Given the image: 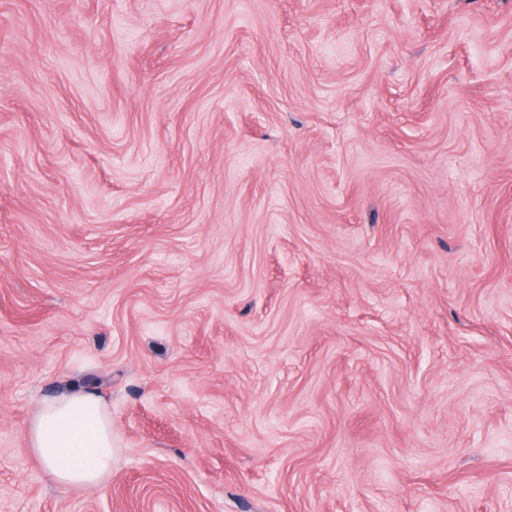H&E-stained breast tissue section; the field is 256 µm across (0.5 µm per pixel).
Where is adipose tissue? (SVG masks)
Returning a JSON list of instances; mask_svg holds the SVG:
<instances>
[{
  "instance_id": "adipose-tissue-1",
  "label": "adipose tissue",
  "mask_w": 512,
  "mask_h": 512,
  "mask_svg": "<svg viewBox=\"0 0 512 512\" xmlns=\"http://www.w3.org/2000/svg\"><path fill=\"white\" fill-rule=\"evenodd\" d=\"M32 453L63 487H101L112 474V417L94 391L41 400L27 427Z\"/></svg>"
}]
</instances>
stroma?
<instances>
[{
  "label": "stroma",
  "mask_w": 512,
  "mask_h": 512,
  "mask_svg": "<svg viewBox=\"0 0 512 512\" xmlns=\"http://www.w3.org/2000/svg\"><path fill=\"white\" fill-rule=\"evenodd\" d=\"M0 512H512V0H0ZM31 452L63 487H101L112 475V417L94 391L43 399L27 427Z\"/></svg>",
  "instance_id": "obj_1"
}]
</instances>
